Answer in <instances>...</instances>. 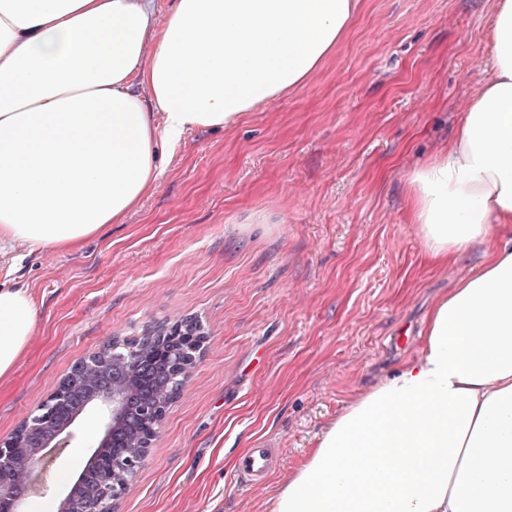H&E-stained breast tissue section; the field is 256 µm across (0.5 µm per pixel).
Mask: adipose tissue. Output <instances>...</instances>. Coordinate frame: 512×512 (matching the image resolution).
<instances>
[{
  "mask_svg": "<svg viewBox=\"0 0 512 512\" xmlns=\"http://www.w3.org/2000/svg\"><path fill=\"white\" fill-rule=\"evenodd\" d=\"M360 0H0V248L76 249L156 183L159 144L218 130L303 85ZM448 146L407 179L433 266L493 242L430 309L419 355L354 397L272 512H512V0ZM0 285V381L34 333Z\"/></svg>",
  "mask_w": 512,
  "mask_h": 512,
  "instance_id": "ef3b65f1",
  "label": "adipose tissue"
}]
</instances>
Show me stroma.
Wrapping results in <instances>:
<instances>
[{"mask_svg": "<svg viewBox=\"0 0 512 512\" xmlns=\"http://www.w3.org/2000/svg\"><path fill=\"white\" fill-rule=\"evenodd\" d=\"M491 0H361L302 86L222 130L161 145L156 185L76 250L0 254L31 290L34 334L0 382V438L109 338L199 322L191 380L115 512H271L276 488L354 396L422 347L431 306L482 263L431 267L409 174L447 145L485 77ZM84 419L44 497L57 512L98 433ZM270 440L283 464L239 492L230 460Z\"/></svg>", "mask_w": 512, "mask_h": 512, "instance_id": "35a3bbf8", "label": "stroma"}]
</instances>
